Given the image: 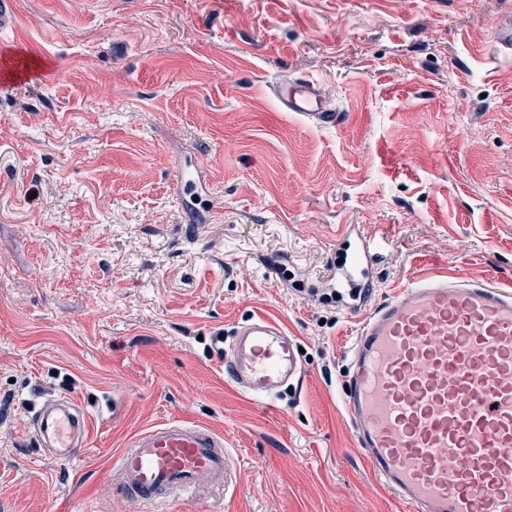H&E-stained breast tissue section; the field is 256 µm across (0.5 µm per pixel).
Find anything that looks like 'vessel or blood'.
I'll use <instances>...</instances> for the list:
<instances>
[{
  "mask_svg": "<svg viewBox=\"0 0 512 512\" xmlns=\"http://www.w3.org/2000/svg\"><path fill=\"white\" fill-rule=\"evenodd\" d=\"M286 111L321 125L340 114L320 83L279 85ZM380 243L358 238L355 266L368 270ZM363 322L350 348L344 396L354 443L379 483L411 512H512V291L451 267L413 275L376 307L351 309ZM303 374L296 339L256 315L235 328L224 375L243 394L266 399ZM33 437L73 460L87 417L74 399L43 402ZM224 435L174 420L137 434L116 473L145 504L224 483Z\"/></svg>",
  "mask_w": 512,
  "mask_h": 512,
  "instance_id": "obj_1",
  "label": "vessel or blood"
}]
</instances>
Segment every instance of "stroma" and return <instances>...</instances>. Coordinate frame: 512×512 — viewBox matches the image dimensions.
<instances>
[{
  "mask_svg": "<svg viewBox=\"0 0 512 512\" xmlns=\"http://www.w3.org/2000/svg\"><path fill=\"white\" fill-rule=\"evenodd\" d=\"M0 78V512H407L351 439L358 329L324 304L340 229L382 239L374 302L420 271L512 284V0H16ZM318 80L322 126L273 88ZM214 189L182 206L178 165ZM303 349L255 400L220 343L251 315ZM76 399L80 458L31 434ZM224 434L223 488L145 506L114 461L169 420Z\"/></svg>",
  "mask_w": 512,
  "mask_h": 512,
  "instance_id": "1",
  "label": "stroma"
}]
</instances>
